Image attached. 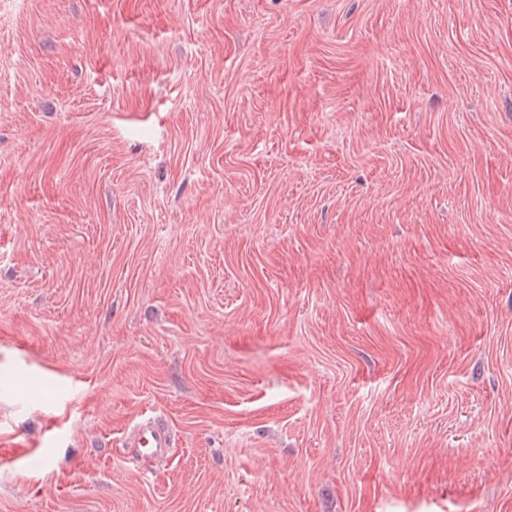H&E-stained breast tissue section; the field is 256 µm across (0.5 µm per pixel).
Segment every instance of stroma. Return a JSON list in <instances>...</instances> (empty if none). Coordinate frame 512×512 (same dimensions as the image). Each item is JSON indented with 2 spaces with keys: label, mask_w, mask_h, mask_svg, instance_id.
Segmentation results:
<instances>
[{
  "label": "stroma",
  "mask_w": 512,
  "mask_h": 512,
  "mask_svg": "<svg viewBox=\"0 0 512 512\" xmlns=\"http://www.w3.org/2000/svg\"><path fill=\"white\" fill-rule=\"evenodd\" d=\"M2 443L0 512H512V0H0ZM126 447L134 448L135 457H139L138 449H148L147 456L163 460L173 447L172 434L156 417H141L130 429L126 438Z\"/></svg>",
  "instance_id": "stroma-1"
}]
</instances>
